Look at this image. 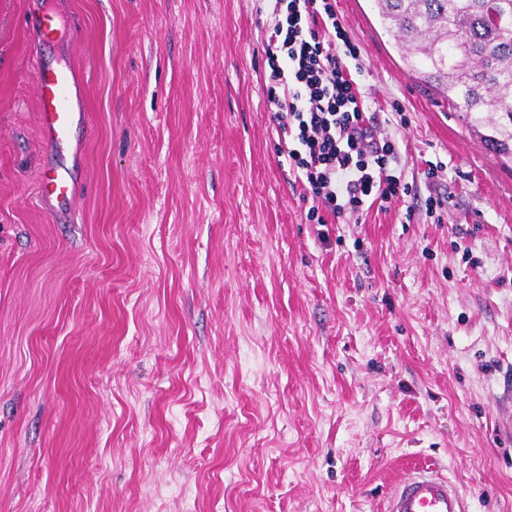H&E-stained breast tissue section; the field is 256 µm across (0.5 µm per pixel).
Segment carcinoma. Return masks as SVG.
Listing matches in <instances>:
<instances>
[{
    "mask_svg": "<svg viewBox=\"0 0 512 512\" xmlns=\"http://www.w3.org/2000/svg\"><path fill=\"white\" fill-rule=\"evenodd\" d=\"M420 81L476 120L494 155L512 161V0H375Z\"/></svg>",
    "mask_w": 512,
    "mask_h": 512,
    "instance_id": "obj_1",
    "label": "carcinoma"
}]
</instances>
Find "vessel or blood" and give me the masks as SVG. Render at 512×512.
I'll return each instance as SVG.
<instances>
[{"instance_id": "b4317fda", "label": "vessel or blood", "mask_w": 512, "mask_h": 512, "mask_svg": "<svg viewBox=\"0 0 512 512\" xmlns=\"http://www.w3.org/2000/svg\"><path fill=\"white\" fill-rule=\"evenodd\" d=\"M26 69L38 91L41 142L55 157L71 145L77 129L91 126L83 90L71 69L52 67L43 56L29 57ZM75 197L71 167L55 160L42 167L37 189L41 209L53 219H61L71 214ZM387 512H465V506L447 478L422 468L396 485Z\"/></svg>"}]
</instances>
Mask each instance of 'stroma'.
Returning a JSON list of instances; mask_svg holds the SVG:
<instances>
[{"mask_svg": "<svg viewBox=\"0 0 512 512\" xmlns=\"http://www.w3.org/2000/svg\"><path fill=\"white\" fill-rule=\"evenodd\" d=\"M29 2L0 0V512H386L421 466L512 512V168L374 0L336 15L413 190L326 226L266 93L275 0H46L50 47ZM35 51L95 127L62 224ZM52 22L53 19L48 13L43 14L35 2L31 4L26 20V25L31 31L36 33L39 30L42 37L48 39L56 31L52 27Z\"/></svg>", "mask_w": 512, "mask_h": 512, "instance_id": "obj_1", "label": "stroma"}]
</instances>
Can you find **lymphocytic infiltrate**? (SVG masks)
<instances>
[{"mask_svg":"<svg viewBox=\"0 0 512 512\" xmlns=\"http://www.w3.org/2000/svg\"><path fill=\"white\" fill-rule=\"evenodd\" d=\"M343 31L331 0H275L266 48L267 94L276 105V131L298 179L308 185V221L329 224L345 212L363 211L368 200L410 194L391 172L397 151L379 139L344 57Z\"/></svg>","mask_w":512,"mask_h":512,"instance_id":"f902f5d3","label":"lymphocytic infiltrate"}]
</instances>
